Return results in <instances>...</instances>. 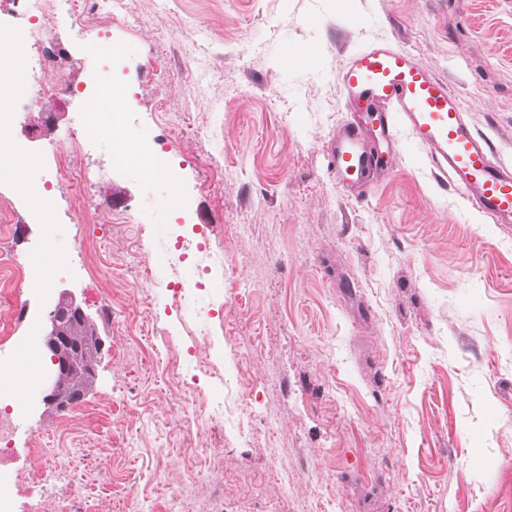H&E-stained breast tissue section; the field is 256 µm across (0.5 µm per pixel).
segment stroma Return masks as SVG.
<instances>
[{
  "label": "stroma",
  "mask_w": 512,
  "mask_h": 512,
  "mask_svg": "<svg viewBox=\"0 0 512 512\" xmlns=\"http://www.w3.org/2000/svg\"><path fill=\"white\" fill-rule=\"evenodd\" d=\"M126 12L112 32L135 91L125 146L189 113L165 146L181 201L113 166L112 140L82 145L83 170L123 211L77 221L59 184L40 257V199L0 183V240L41 259L46 294L77 289L104 341L84 413L65 428L51 406L16 422L0 466L26 468L39 441L49 482L81 486L96 512H512V226L486 223L407 129L365 196L337 185L325 152L350 118V56L388 40L447 80L512 166V0H126ZM297 51L313 65L286 63ZM158 57L165 72L147 66ZM51 109L54 124L35 107L7 131L49 147L24 176L72 149L78 98ZM194 231L224 254L202 284L216 378L178 371L204 342L168 289L197 276ZM195 388L247 403L249 439L215 438L210 420L186 435L174 417ZM190 443L222 465L191 474Z\"/></svg>",
  "instance_id": "1"
}]
</instances>
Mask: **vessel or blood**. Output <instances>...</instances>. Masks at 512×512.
<instances>
[{
	"label": "vessel or blood",
	"mask_w": 512,
	"mask_h": 512,
	"mask_svg": "<svg viewBox=\"0 0 512 512\" xmlns=\"http://www.w3.org/2000/svg\"><path fill=\"white\" fill-rule=\"evenodd\" d=\"M341 84L351 117L329 139L325 151L340 187L367 194L370 170L388 158L364 142L366 126L393 142L407 128L430 163L487 221L512 223V169L496 162L491 143L473 130L457 94L416 54L386 40L368 42L349 59Z\"/></svg>",
	"instance_id": "obj_1"
}]
</instances>
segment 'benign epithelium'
<instances>
[{"mask_svg":"<svg viewBox=\"0 0 512 512\" xmlns=\"http://www.w3.org/2000/svg\"><path fill=\"white\" fill-rule=\"evenodd\" d=\"M90 315L84 310L75 291L64 289L51 300L44 324L45 349L50 353L52 370L43 381L41 402L47 406L62 408L61 399L69 380L95 372L88 364L81 349L63 334V327L69 321H89Z\"/></svg>","mask_w":512,"mask_h":512,"instance_id":"7a95c632","label":"benign epithelium"}]
</instances>
